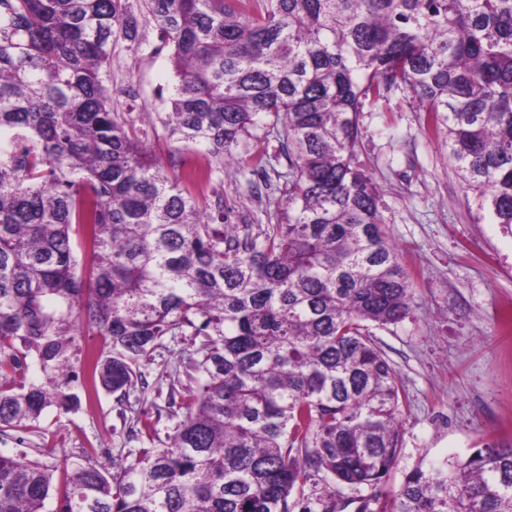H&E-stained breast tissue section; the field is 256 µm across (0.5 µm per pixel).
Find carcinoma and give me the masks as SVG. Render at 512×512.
<instances>
[{
    "label": "carcinoma",
    "instance_id": "obj_1",
    "mask_svg": "<svg viewBox=\"0 0 512 512\" xmlns=\"http://www.w3.org/2000/svg\"><path fill=\"white\" fill-rule=\"evenodd\" d=\"M146 22L175 78L157 123L203 169L166 171L115 106L112 51L140 50ZM393 89L512 235V0H0V427L77 409L89 364L122 399L166 337L199 341L163 447L0 455V512H293L312 471L336 512V487L384 480L403 388L369 326L399 323L414 289L357 152L360 113ZM261 137L279 150L246 188L274 174L279 202L230 224L218 189L190 187L241 172ZM360 512H512V446L418 467Z\"/></svg>",
    "mask_w": 512,
    "mask_h": 512
}]
</instances>
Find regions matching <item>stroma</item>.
Segmentation results:
<instances>
[{
  "instance_id": "stroma-1",
  "label": "stroma",
  "mask_w": 512,
  "mask_h": 512,
  "mask_svg": "<svg viewBox=\"0 0 512 512\" xmlns=\"http://www.w3.org/2000/svg\"><path fill=\"white\" fill-rule=\"evenodd\" d=\"M112 81L118 111L133 110L147 129L151 113L166 111L174 78L165 55L136 56L120 43ZM388 98V111L362 113L358 158L381 191L386 233L415 292L405 319L371 329L405 390L401 448L380 487L337 488L336 512H358L363 499L398 489L417 466L465 457L489 441L512 444V338L500 324L512 311V236L478 219L472 194L409 94L393 90ZM223 193L233 224L264 223L279 198L272 188L254 197L232 177ZM186 353V342L169 341L141 365L147 388L129 397L94 391L77 411L53 408L31 427L0 429V455L35 458L51 448L59 465L83 461L88 451L107 463L162 447L195 384L181 362Z\"/></svg>"
}]
</instances>
